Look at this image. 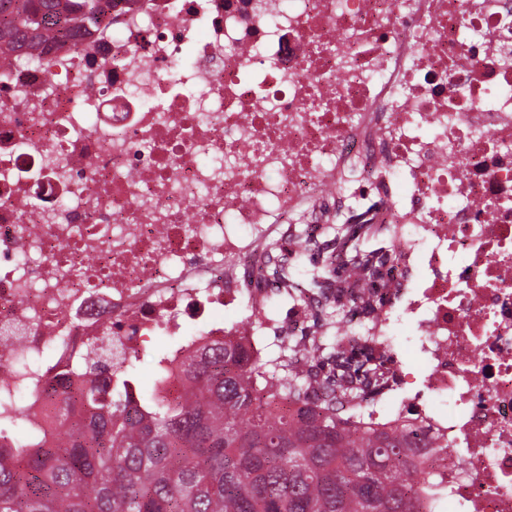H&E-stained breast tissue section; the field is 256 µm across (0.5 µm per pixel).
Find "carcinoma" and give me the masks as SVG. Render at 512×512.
Listing matches in <instances>:
<instances>
[{"label":"carcinoma","instance_id":"carcinoma-1","mask_svg":"<svg viewBox=\"0 0 512 512\" xmlns=\"http://www.w3.org/2000/svg\"><path fill=\"white\" fill-rule=\"evenodd\" d=\"M109 0H0V49L24 52L49 36L99 25ZM364 224H338L332 245L297 279L298 264L271 270L280 288L310 293L354 278L358 293L333 304L353 320L358 303L384 285L393 257L367 250ZM374 337L346 331L327 347L318 337L265 365L242 344L213 342L189 357L177 399L93 382L60 407L56 430L0 436V512H433L437 475L416 464L439 448L405 427H347L338 405L363 400L341 384L366 374ZM331 366L322 403L309 401L299 361Z\"/></svg>","mask_w":512,"mask_h":512}]
</instances>
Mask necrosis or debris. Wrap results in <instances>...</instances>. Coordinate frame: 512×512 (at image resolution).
I'll use <instances>...</instances> for the list:
<instances>
[{
  "mask_svg": "<svg viewBox=\"0 0 512 512\" xmlns=\"http://www.w3.org/2000/svg\"><path fill=\"white\" fill-rule=\"evenodd\" d=\"M311 224L391 226L369 326L407 324L353 425L408 418L443 512H512V0H113L0 67V399L55 429L86 352L121 380L262 348L252 263Z\"/></svg>",
  "mask_w": 512,
  "mask_h": 512,
  "instance_id": "necrosis-or-debris-1",
  "label": "necrosis or debris"
}]
</instances>
